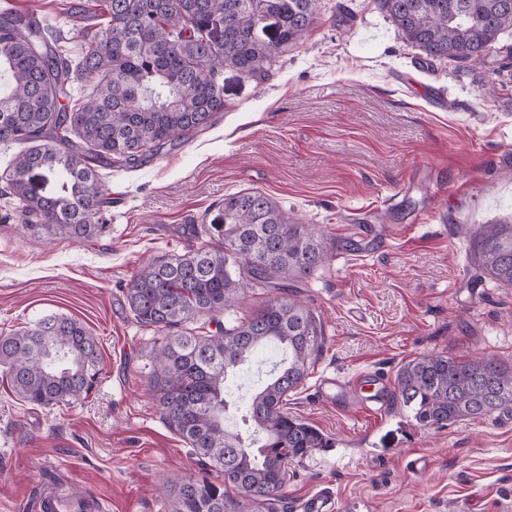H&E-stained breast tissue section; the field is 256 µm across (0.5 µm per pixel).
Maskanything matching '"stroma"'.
<instances>
[{
	"label": "stroma",
	"mask_w": 512,
	"mask_h": 512,
	"mask_svg": "<svg viewBox=\"0 0 512 512\" xmlns=\"http://www.w3.org/2000/svg\"><path fill=\"white\" fill-rule=\"evenodd\" d=\"M10 2L79 50L82 25L65 21L63 0ZM323 2L268 78L224 71L213 126L140 167L101 171V236L46 240L0 196V333L65 314L102 354L95 389L73 405H26L0 372V512H30L58 482L112 512H169L163 485L217 480L161 419L147 386L161 335L135 320L124 294L144 263L183 252L186 225L210 223L241 191L266 193L331 249L286 289L325 329L287 409L331 445L289 462L274 512L323 488L336 512H460L477 493L478 512H512V409L437 430L393 400L377 416L314 395L324 373L392 378L429 352L512 365V288L470 248L482 225L512 216V67L426 63L375 0ZM418 454L429 467L414 474Z\"/></svg>",
	"instance_id": "stroma-1"
}]
</instances>
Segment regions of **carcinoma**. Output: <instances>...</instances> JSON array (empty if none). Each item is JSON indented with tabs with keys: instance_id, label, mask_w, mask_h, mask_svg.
Segmentation results:
<instances>
[{
	"instance_id": "obj_1",
	"label": "carcinoma",
	"mask_w": 512,
	"mask_h": 512,
	"mask_svg": "<svg viewBox=\"0 0 512 512\" xmlns=\"http://www.w3.org/2000/svg\"><path fill=\"white\" fill-rule=\"evenodd\" d=\"M398 35L431 61L457 67L500 54L512 30V0H376ZM322 0H80L66 16L83 28L82 54L63 49L57 27L7 6L0 9V144L23 149L0 173V192L30 230L47 237L92 238L103 224L98 168L141 165L164 147L203 130L224 111V69L257 81L297 45ZM266 17L276 20L272 35ZM94 81L73 106L75 84ZM200 246L152 261L125 291L135 318L164 333L147 374L162 420L222 481L172 484L171 512H263L281 501L288 462L329 447L319 429L288 414V394L303 385L321 352V320L291 297L274 296L228 327L247 286L279 288L309 278L328 259L323 240L293 223L259 191L224 198ZM475 263L512 287V220L487 224L472 241ZM216 329H210V325ZM287 354L265 372L241 420L262 434L257 445L230 429L227 377L258 351ZM96 336L64 314L0 335V367L19 399L49 408L74 404L101 371ZM400 405L422 427L441 429L512 407V366L494 358L424 354L396 374ZM235 494H230V491Z\"/></svg>"
}]
</instances>
